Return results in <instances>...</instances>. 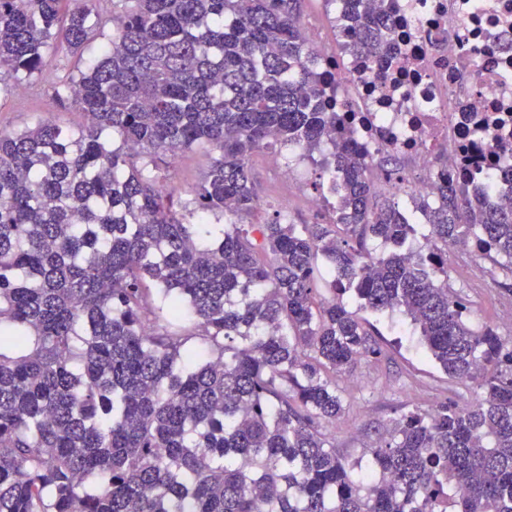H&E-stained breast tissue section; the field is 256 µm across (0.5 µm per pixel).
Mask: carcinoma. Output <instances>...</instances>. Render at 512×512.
Returning <instances> with one entry per match:
<instances>
[{
  "label": "carcinoma",
  "instance_id": "carcinoma-1",
  "mask_svg": "<svg viewBox=\"0 0 512 512\" xmlns=\"http://www.w3.org/2000/svg\"><path fill=\"white\" fill-rule=\"evenodd\" d=\"M108 2L0 0V82L80 55ZM301 2L125 0L56 90L91 123L0 130V512H512V344L448 285L470 239L512 275V207L438 182L418 239L336 117ZM345 2L343 51L391 61L395 0ZM277 144L319 167L332 215L197 236L188 214L257 209L249 160ZM203 145L204 180L175 198L161 165ZM350 292L480 390L402 415L359 481L322 432L343 409L332 376L377 351Z\"/></svg>",
  "mask_w": 512,
  "mask_h": 512
}]
</instances>
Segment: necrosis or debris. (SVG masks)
<instances>
[{"instance_id": "1", "label": "necrosis or debris", "mask_w": 512, "mask_h": 512, "mask_svg": "<svg viewBox=\"0 0 512 512\" xmlns=\"http://www.w3.org/2000/svg\"><path fill=\"white\" fill-rule=\"evenodd\" d=\"M391 23L397 59L386 69L304 34L361 153L421 170L395 184L410 199L434 201L438 178L488 176L489 205H511L499 174L512 156V0H398Z\"/></svg>"}]
</instances>
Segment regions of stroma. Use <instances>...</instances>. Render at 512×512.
Returning <instances> with one entry per match:
<instances>
[{"label":"stroma","instance_id":"1","mask_svg":"<svg viewBox=\"0 0 512 512\" xmlns=\"http://www.w3.org/2000/svg\"><path fill=\"white\" fill-rule=\"evenodd\" d=\"M78 59L66 50L48 52L42 73L23 89L0 85V128L20 131L41 121L72 129L87 122L82 111L60 104L55 83L65 77ZM267 149L251 157L252 174L260 207L247 221L263 224L281 214L297 224L311 223L315 216L306 206L307 197L316 194L320 171L304 163L297 183L279 179L265 162ZM212 153L195 148L182 153L161 170L170 186L185 192L205 177ZM490 259L474 263L457 253L448 255V283L466 296L468 320L473 328H491L502 340L512 343V322L503 319L504 305L512 301V279L493 281ZM380 347L379 354L359 361L347 374L336 377L343 411L336 422L327 424L325 433L348 463L364 462L374 441L387 436L395 422L411 410L428 411L440 404L463 409L476 395L473 383L448 376L422 346L410 320L397 313L368 314Z\"/></svg>","mask_w":512,"mask_h":512}]
</instances>
